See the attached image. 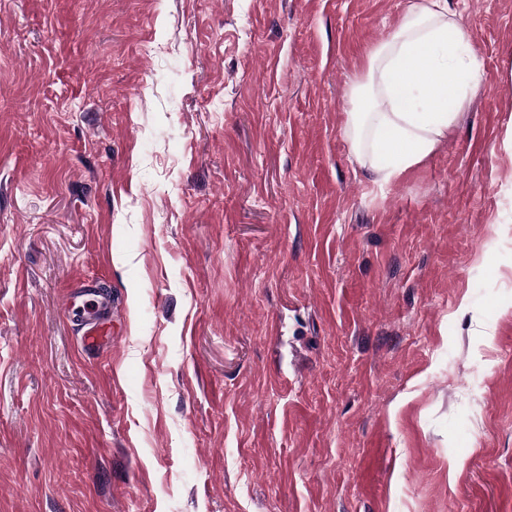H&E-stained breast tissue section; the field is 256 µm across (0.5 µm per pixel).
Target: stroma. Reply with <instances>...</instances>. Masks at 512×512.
I'll use <instances>...</instances> for the list:
<instances>
[{"mask_svg": "<svg viewBox=\"0 0 512 512\" xmlns=\"http://www.w3.org/2000/svg\"><path fill=\"white\" fill-rule=\"evenodd\" d=\"M409 3L0 0V512H512V0H448L482 82L381 187ZM87 316L84 318V327L86 330L80 336L81 350L85 353H95L107 343L109 339L107 336L101 335L97 327L99 306L87 309Z\"/></svg>", "mask_w": 512, "mask_h": 512, "instance_id": "stroma-1", "label": "stroma"}]
</instances>
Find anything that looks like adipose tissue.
I'll use <instances>...</instances> for the list:
<instances>
[{"label": "adipose tissue", "instance_id": "1", "mask_svg": "<svg viewBox=\"0 0 512 512\" xmlns=\"http://www.w3.org/2000/svg\"><path fill=\"white\" fill-rule=\"evenodd\" d=\"M469 44L447 0H415L369 55L349 91L345 134L378 184L424 163L447 137L467 92L482 82Z\"/></svg>", "mask_w": 512, "mask_h": 512}]
</instances>
